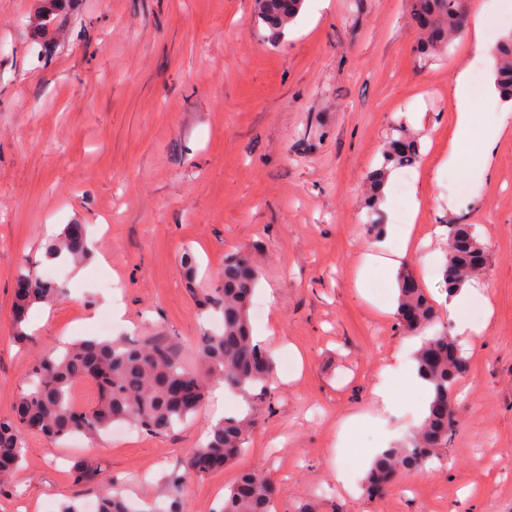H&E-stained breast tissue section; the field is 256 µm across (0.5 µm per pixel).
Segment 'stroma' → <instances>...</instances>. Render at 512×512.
Returning a JSON list of instances; mask_svg holds the SVG:
<instances>
[{
    "label": "stroma",
    "mask_w": 512,
    "mask_h": 512,
    "mask_svg": "<svg viewBox=\"0 0 512 512\" xmlns=\"http://www.w3.org/2000/svg\"><path fill=\"white\" fill-rule=\"evenodd\" d=\"M32 0H0V416L11 415L41 350L96 336L110 307L114 336H168L189 354L219 315L203 312L231 253L262 271L254 335L278 362L274 399L218 395L163 436L139 430L52 443L27 433L20 466L0 477V512H59L102 489L75 484V461L98 465L139 508L163 501L205 441L216 412L256 419L245 452L224 470L184 485L183 512H220L244 470L268 473L278 512L321 500L325 512H512V126L482 182L469 151L445 168L454 130L457 73L493 66L467 40L426 58L416 50L410 0H306L271 40L257 0H81L70 38L52 60L32 44ZM421 159L393 169L381 234L370 229L366 176L396 130ZM412 221L410 235L393 213ZM87 225L86 261L49 262L64 225ZM473 225L487 262L469 310L484 330L463 343L458 431L431 470L397 473L388 492L361 483L378 441L405 442L420 418L418 393L396 355L409 339L390 301L395 278L362 272L377 239L407 248L402 263L433 299L437 328L451 330L444 300L447 234ZM197 261L194 276L181 263ZM53 268L64 298L35 305L33 342L13 340L16 276L24 262ZM393 407L372 403L386 367ZM359 415L353 445L339 421Z\"/></svg>",
    "instance_id": "1"
}]
</instances>
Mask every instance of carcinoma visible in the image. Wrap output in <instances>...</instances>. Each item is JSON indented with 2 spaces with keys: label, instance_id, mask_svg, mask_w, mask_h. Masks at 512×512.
Instances as JSON below:
<instances>
[{
  "label": "carcinoma",
  "instance_id": "1",
  "mask_svg": "<svg viewBox=\"0 0 512 512\" xmlns=\"http://www.w3.org/2000/svg\"><path fill=\"white\" fill-rule=\"evenodd\" d=\"M305 0H258V19L274 35H280L299 15ZM74 9V0H37L28 17V31L45 56H50L67 36L64 21ZM411 17L420 32L418 52L435 57L465 34V0H411ZM495 86L502 100L512 101V32L500 38L493 49ZM420 157L419 141L401 132L382 151L378 168L367 177L365 206L374 211L392 169L414 165ZM89 253L87 230L68 224L61 237L46 249L53 260L65 256L74 261ZM485 262L484 246L470 224L449 225L446 284L452 291L476 274ZM262 273L246 254L224 258L221 285L201 294L200 306L223 316L218 333L205 332L195 353L206 373L186 365L180 349L165 336L134 339H83L61 348L44 350L32 369L29 391L16 402L13 415L0 417V473L16 468L22 459L24 434L35 431L51 442L74 435L98 439L114 424H127L151 435H163L193 417L209 393L215 378L225 387L245 396L259 391L272 395L277 363L272 353L254 340L249 306ZM13 324L17 339L27 341L24 330L31 306L52 302L65 289L46 280L27 266L16 278ZM412 309L422 333L436 319L434 305L424 290L398 288L397 311ZM420 378L430 383L433 399L428 415L416 427L407 445L393 446L376 456L365 479L370 493L385 492L392 476L401 471L418 472L439 458L456 433L452 397L456 383L467 369V359L457 343L438 332L416 352ZM91 381L99 392L98 403L81 409L71 402L72 386ZM249 418L226 417L209 426L204 444L189 451L185 477L203 476L232 464L243 452ZM75 483L106 484L102 470L77 462L71 471ZM184 477L174 479L167 491L166 512H180ZM275 487L270 477L258 471H242L224 494L221 512H274ZM96 512H132L123 497L106 493Z\"/></svg>",
  "mask_w": 512,
  "mask_h": 512
}]
</instances>
